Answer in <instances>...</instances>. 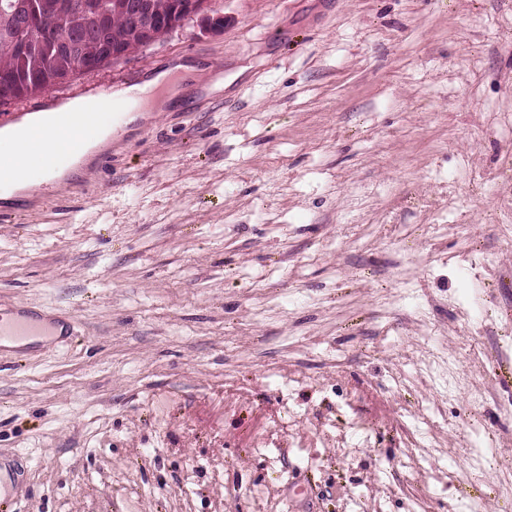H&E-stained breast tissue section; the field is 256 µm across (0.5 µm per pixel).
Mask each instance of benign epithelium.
Wrapping results in <instances>:
<instances>
[{"label": "benign epithelium", "mask_w": 512, "mask_h": 512, "mask_svg": "<svg viewBox=\"0 0 512 512\" xmlns=\"http://www.w3.org/2000/svg\"><path fill=\"white\" fill-rule=\"evenodd\" d=\"M119 10L131 21L133 34L145 47L161 42L190 21L204 32H218L224 28V16L215 13L212 0H173L165 17L155 13L152 0H122ZM3 17L6 28L17 35L13 41L16 54L26 57L35 53L41 43V26L38 10L31 0H13L10 11ZM111 27L112 16L98 11L91 15L87 26L61 37L57 43L58 51L72 59V66L52 78L28 83L10 73H0V107L65 84L76 76H92L110 64L124 61L127 54L113 43ZM87 43L98 47V56L92 58L84 54Z\"/></svg>", "instance_id": "1"}]
</instances>
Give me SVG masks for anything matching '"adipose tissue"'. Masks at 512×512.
Masks as SVG:
<instances>
[{
	"mask_svg": "<svg viewBox=\"0 0 512 512\" xmlns=\"http://www.w3.org/2000/svg\"><path fill=\"white\" fill-rule=\"evenodd\" d=\"M80 132L77 126L55 130L35 149L17 131H8L0 138V199H12L15 191L32 184L34 179L56 175L57 170L51 165L53 152Z\"/></svg>",
	"mask_w": 512,
	"mask_h": 512,
	"instance_id": "1",
	"label": "adipose tissue"
}]
</instances>
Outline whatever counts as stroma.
I'll return each instance as SVG.
<instances>
[{
	"label": "stroma",
	"instance_id": "obj_1",
	"mask_svg": "<svg viewBox=\"0 0 512 512\" xmlns=\"http://www.w3.org/2000/svg\"><path fill=\"white\" fill-rule=\"evenodd\" d=\"M212 6L0 200V314L71 329L0 348L8 512H512V0ZM166 73L143 85H132L117 92L124 104V112H145L154 90L166 82Z\"/></svg>",
	"mask_w": 512,
	"mask_h": 512
}]
</instances>
